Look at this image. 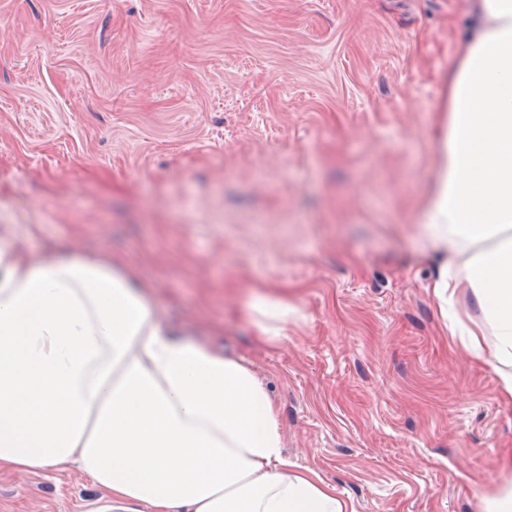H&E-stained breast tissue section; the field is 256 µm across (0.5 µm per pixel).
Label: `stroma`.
Segmentation results:
<instances>
[{"label":"stroma","mask_w":512,"mask_h":512,"mask_svg":"<svg viewBox=\"0 0 512 512\" xmlns=\"http://www.w3.org/2000/svg\"><path fill=\"white\" fill-rule=\"evenodd\" d=\"M473 0H0V234L121 262L238 359L297 470L354 512H483L512 400L420 238ZM296 306L258 334L254 295ZM149 512L75 464L0 512Z\"/></svg>","instance_id":"stroma-1"}]
</instances>
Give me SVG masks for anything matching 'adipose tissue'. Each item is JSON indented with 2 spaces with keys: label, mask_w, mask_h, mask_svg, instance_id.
Here are the masks:
<instances>
[{
  "label": "adipose tissue",
  "mask_w": 512,
  "mask_h": 512,
  "mask_svg": "<svg viewBox=\"0 0 512 512\" xmlns=\"http://www.w3.org/2000/svg\"><path fill=\"white\" fill-rule=\"evenodd\" d=\"M439 148L419 225L472 255L433 292L482 314L496 342L470 347L512 399V0H474ZM69 461L150 512H347L284 455L253 371L175 337L125 265L29 260L0 234V469Z\"/></svg>",
  "instance_id": "1"
}]
</instances>
